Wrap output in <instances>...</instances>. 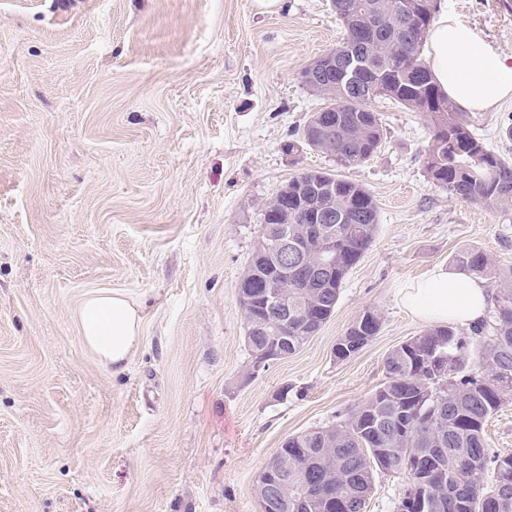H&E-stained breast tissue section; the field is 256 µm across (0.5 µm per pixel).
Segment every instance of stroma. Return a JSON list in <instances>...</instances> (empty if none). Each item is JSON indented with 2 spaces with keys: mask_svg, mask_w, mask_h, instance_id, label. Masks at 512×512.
I'll return each mask as SVG.
<instances>
[{
  "mask_svg": "<svg viewBox=\"0 0 512 512\" xmlns=\"http://www.w3.org/2000/svg\"><path fill=\"white\" fill-rule=\"evenodd\" d=\"M447 2L512 58V0ZM344 35L329 0H0V512H258L282 441L342 420L423 332L400 288L466 249L512 265V204L433 184L421 113L375 101L383 142L353 167L287 152L325 105L300 73ZM470 124L512 155V99ZM311 170L367 189L378 232L320 332L252 377L237 285L265 203ZM97 290L142 309L120 372L75 322ZM368 309L379 333L336 359ZM405 481L375 471L366 512Z\"/></svg>",
  "mask_w": 512,
  "mask_h": 512,
  "instance_id": "stroma-1",
  "label": "stroma"
}]
</instances>
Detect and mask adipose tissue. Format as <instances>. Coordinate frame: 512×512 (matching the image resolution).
Segmentation results:
<instances>
[{"label": "adipose tissue", "instance_id": "adipose-tissue-1", "mask_svg": "<svg viewBox=\"0 0 512 512\" xmlns=\"http://www.w3.org/2000/svg\"><path fill=\"white\" fill-rule=\"evenodd\" d=\"M422 54L438 87L463 111L484 112L512 98V60L449 15L447 0L435 4ZM399 300L425 325L469 327L484 316L489 291L480 278L437 266L402 288ZM76 321L85 344L104 366L115 370H122L140 343L142 316L123 293L86 294Z\"/></svg>", "mask_w": 512, "mask_h": 512}]
</instances>
